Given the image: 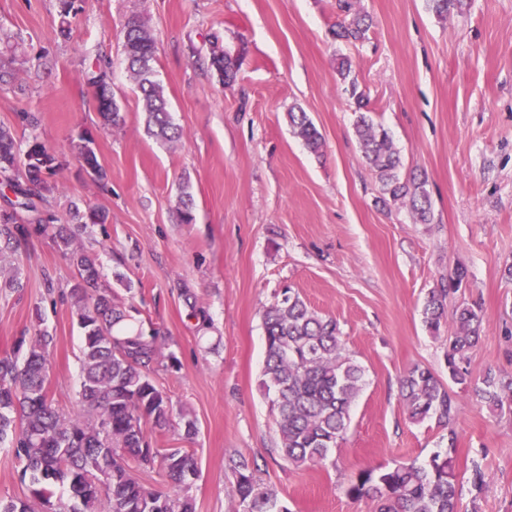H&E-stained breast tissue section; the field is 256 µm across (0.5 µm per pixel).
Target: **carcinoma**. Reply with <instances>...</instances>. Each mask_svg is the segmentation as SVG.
Masks as SVG:
<instances>
[{
	"instance_id": "1",
	"label": "carcinoma",
	"mask_w": 512,
	"mask_h": 512,
	"mask_svg": "<svg viewBox=\"0 0 512 512\" xmlns=\"http://www.w3.org/2000/svg\"><path fill=\"white\" fill-rule=\"evenodd\" d=\"M428 6L445 19L466 10L469 0H428ZM339 7L349 20L338 24L336 37L350 43L364 41L370 28L367 16L356 10L353 0H339ZM122 48L128 72L142 95L146 133L165 142L181 141L184 133L174 124L164 89L154 79L156 42L145 22L131 18L124 24ZM209 62L222 84L234 81L238 58L225 51L216 36ZM336 74L356 106L355 134L379 181L380 201L386 206L406 203L415 222L431 223L426 181L401 178V159L392 137L369 115L368 98L352 76L349 58L339 59ZM82 79L96 92L103 122L119 124L110 62L95 55L82 70ZM288 122L310 152H322L323 136L307 112L290 109ZM91 144V135L84 133L73 143V153L81 166L95 172L94 180L102 182L107 172ZM33 151L55 155L35 136L21 149L11 128L0 126V179L15 196L0 210V243L16 251L49 234L77 271L64 297L82 330L79 395L84 414L66 416L48 399L53 337L43 330L28 342L20 340L11 354L0 356V448L22 465L20 480L28 484L32 500L43 512H195L189 491L199 471L193 456L181 448L161 451L151 444L154 433L174 427L173 403L153 378L165 357L158 333L147 335L128 322L112 289L100 283L96 255L75 244L70 228L54 223L50 194L59 189L55 177L62 164L45 170L28 167L26 156ZM71 220L84 227L106 224L108 214L83 213L75 206ZM466 278V270L458 268L447 284L428 292L422 319L432 334L439 335L447 321L448 296ZM263 327L266 351L260 386L271 397L276 416V451L297 469L323 465L348 430L365 370L346 352L336 319L311 309L289 287L265 309ZM481 328L475 305L462 302L455 308L446 362L448 377L457 385L471 384L470 352L480 340ZM165 358L167 367H177L174 354ZM474 392L490 411H512V376L488 371ZM400 395L411 422L433 420L448 428L447 448L422 463L410 460L362 469L351 479L347 494L371 498L375 512H459L455 397L430 370L420 367L402 376ZM226 466L234 478V512H289L256 475V463L240 456L228 458ZM138 467L158 468L173 491L162 494L147 486L136 473ZM58 485L68 486L70 502L55 497Z\"/></svg>"
}]
</instances>
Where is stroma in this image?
<instances>
[{"instance_id": "35a3bbf8", "label": "stroma", "mask_w": 512, "mask_h": 512, "mask_svg": "<svg viewBox=\"0 0 512 512\" xmlns=\"http://www.w3.org/2000/svg\"><path fill=\"white\" fill-rule=\"evenodd\" d=\"M470 3L441 20L427 0H359L372 27L353 45L333 36L338 0H76L66 39L60 0H0V58L17 76L0 92V124L18 143L34 132L57 151L58 223H70L74 204L108 212L109 224L80 230L76 242L98 255L106 281L131 303V323L159 329L164 353L180 362L155 379L198 433L188 440L178 427L152 444L193 454L195 512H233L231 456L256 461L290 512H374L370 498L346 493L359 470L424 461L446 447L447 430L408 420L399 380L416 366L447 380L448 337L431 336L421 310L456 268L467 282L449 307L466 301L482 316L474 378L512 375V0ZM134 14L155 38V70L181 143L144 132L121 53V29ZM216 35L240 59L229 87L209 66ZM99 51L112 66L115 127L103 125L81 77ZM343 56L372 118L390 132L403 175L426 178L432 223L380 202L355 136V106L336 79ZM295 105L321 132V155L289 125ZM23 112L39 113L36 131L22 125ZM86 131L106 185L86 177L71 151ZM184 187L194 200L189 224ZM16 264L19 287L0 288V356L47 329L48 396L79 414L81 331L71 305L45 291L49 280L68 289L76 271L48 236L31 239ZM286 286L336 319L366 373L347 433L321 467L296 469L277 456L259 387L263 311ZM190 294L206 319L192 316ZM455 396L460 512H512V412H491L470 390ZM475 462L487 476L476 498L468 483Z\"/></svg>"}]
</instances>
